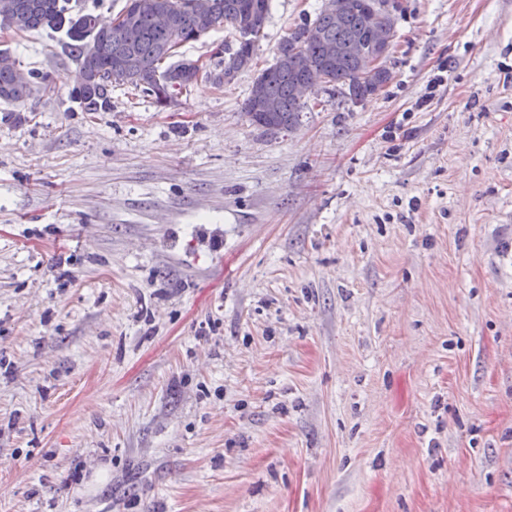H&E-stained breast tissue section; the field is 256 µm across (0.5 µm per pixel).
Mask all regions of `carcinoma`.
<instances>
[{
    "label": "carcinoma",
    "mask_w": 512,
    "mask_h": 512,
    "mask_svg": "<svg viewBox=\"0 0 512 512\" xmlns=\"http://www.w3.org/2000/svg\"><path fill=\"white\" fill-rule=\"evenodd\" d=\"M24 4L17 14L18 32L31 31L47 34L62 33L65 45L76 64L93 62L103 76L113 75L112 83L129 85L159 105L167 104L187 88L192 81L177 79L183 61L176 60L179 49L200 40L218 26L234 31V40L227 41L216 52L218 61L214 68L204 70V75L216 86L224 84L223 64L235 59L244 69L253 63V53L238 55L241 48L237 33L238 18L243 13L251 15L249 42L260 37L271 11V0H141L133 15L134 27L112 21L95 32L93 55H88L85 35L62 26L63 20L82 15L97 23L98 15L86 7L72 5V0H16ZM369 0H350L345 16L338 19L320 13L312 21L294 26L279 41L275 62L263 69L264 96L275 104L273 112H258L251 97H246L242 110L249 120L267 131L290 129L299 121L304 104L296 97L295 87L304 83L316 87L345 88L360 84L362 69L354 57L330 60L328 48L342 46L354 39H371L369 25L380 26L381 21L369 20ZM164 5L174 15V25L160 27L155 21L154 7ZM313 28L312 38L297 40L299 30ZM11 56L7 49H0V101L16 104L36 92L51 89L49 74L29 71L31 82L16 86V67L4 63ZM112 94L92 97L82 96L79 104L85 112H101L110 108Z\"/></svg>",
    "instance_id": "cac0c4a2"
}]
</instances>
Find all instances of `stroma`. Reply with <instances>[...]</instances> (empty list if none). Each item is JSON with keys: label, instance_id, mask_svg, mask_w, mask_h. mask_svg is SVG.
<instances>
[{"label": "stroma", "instance_id": "obj_1", "mask_svg": "<svg viewBox=\"0 0 512 512\" xmlns=\"http://www.w3.org/2000/svg\"><path fill=\"white\" fill-rule=\"evenodd\" d=\"M0 118V512H512V0H400L389 83Z\"/></svg>", "mask_w": 512, "mask_h": 512}]
</instances>
